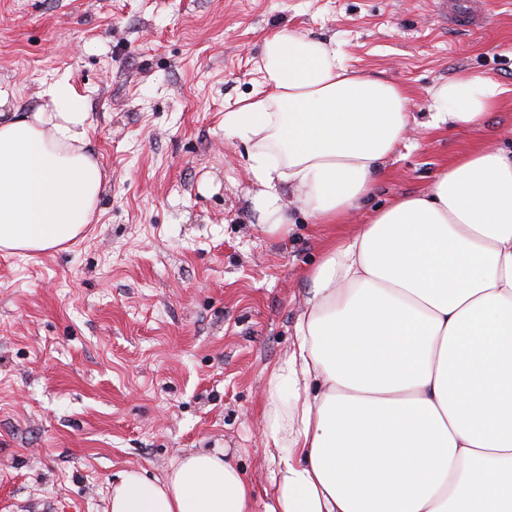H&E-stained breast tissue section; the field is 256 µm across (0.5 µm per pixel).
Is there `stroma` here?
<instances>
[{
	"label": "stroma",
	"instance_id": "stroma-1",
	"mask_svg": "<svg viewBox=\"0 0 512 512\" xmlns=\"http://www.w3.org/2000/svg\"><path fill=\"white\" fill-rule=\"evenodd\" d=\"M487 4L463 31L434 0H0V111L68 80L105 180L75 243L0 253V512H105L121 472L161 478L197 450L268 486L264 386L336 230H263L224 114L260 82L270 31L337 39L416 121L371 205L425 190L475 145L512 147V0ZM469 75L503 89L483 123L425 128L432 90Z\"/></svg>",
	"mask_w": 512,
	"mask_h": 512
}]
</instances>
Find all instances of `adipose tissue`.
Wrapping results in <instances>:
<instances>
[{
  "instance_id": "1",
  "label": "adipose tissue",
  "mask_w": 512,
  "mask_h": 512,
  "mask_svg": "<svg viewBox=\"0 0 512 512\" xmlns=\"http://www.w3.org/2000/svg\"><path fill=\"white\" fill-rule=\"evenodd\" d=\"M258 69L224 115L247 147L251 209L270 234L298 213L338 230L264 388L270 485L199 450L161 479L122 472L109 512H512V150L476 146L372 209L409 128L405 90L285 30L264 37ZM48 94L0 119L1 252L75 241L103 190L82 99L62 79ZM501 94L487 77L448 82L426 125L478 124Z\"/></svg>"
}]
</instances>
